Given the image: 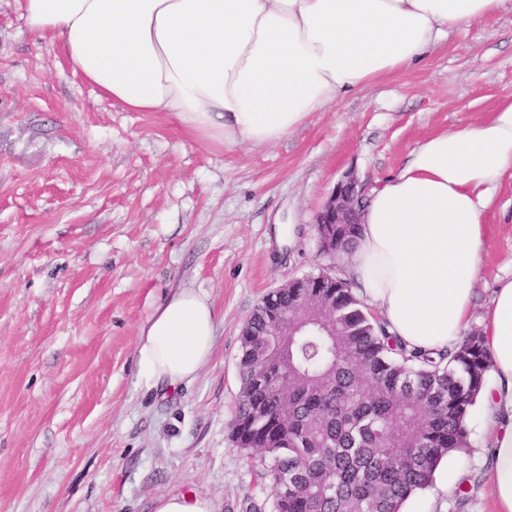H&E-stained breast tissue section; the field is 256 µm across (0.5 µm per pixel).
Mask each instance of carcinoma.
Masks as SVG:
<instances>
[{
    "instance_id": "obj_1",
    "label": "carcinoma",
    "mask_w": 512,
    "mask_h": 512,
    "mask_svg": "<svg viewBox=\"0 0 512 512\" xmlns=\"http://www.w3.org/2000/svg\"><path fill=\"white\" fill-rule=\"evenodd\" d=\"M336 251L358 224H336ZM328 314L286 335L298 295ZM259 307L241 339V388L231 422L274 488L272 512H401L429 487L443 457L467 444L466 415L489 368L482 333L433 354L386 333L351 284L290 288Z\"/></svg>"
}]
</instances>
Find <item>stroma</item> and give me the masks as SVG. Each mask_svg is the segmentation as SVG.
I'll use <instances>...</instances> for the list:
<instances>
[{"label":"stroma","instance_id":"stroma-1","mask_svg":"<svg viewBox=\"0 0 512 512\" xmlns=\"http://www.w3.org/2000/svg\"><path fill=\"white\" fill-rule=\"evenodd\" d=\"M22 4L0 0V512H153L177 493L212 512H269L273 488L232 441L242 329L269 291L343 269L314 221L344 176L373 191L420 140L512 100V0L255 149L99 97L28 29ZM483 220L472 331L512 276L511 175ZM180 288L213 307L212 355L191 383L149 389L136 374L140 328ZM457 485L415 501L493 512L478 462Z\"/></svg>","mask_w":512,"mask_h":512}]
</instances>
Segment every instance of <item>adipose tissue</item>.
Instances as JSON below:
<instances>
[{"instance_id": "obj_1", "label": "adipose tissue", "mask_w": 512, "mask_h": 512, "mask_svg": "<svg viewBox=\"0 0 512 512\" xmlns=\"http://www.w3.org/2000/svg\"><path fill=\"white\" fill-rule=\"evenodd\" d=\"M504 0H24L29 29L60 44L74 74L130 112H173L200 139L271 146L346 94L409 67L449 28ZM512 170V100L483 123L420 141L374 190L348 270L389 334L444 350L469 323L491 189ZM207 298L156 306L135 348L138 380L175 389L209 360ZM484 336L492 363L476 404L491 429L482 462L496 512H512V279Z\"/></svg>"}]
</instances>
